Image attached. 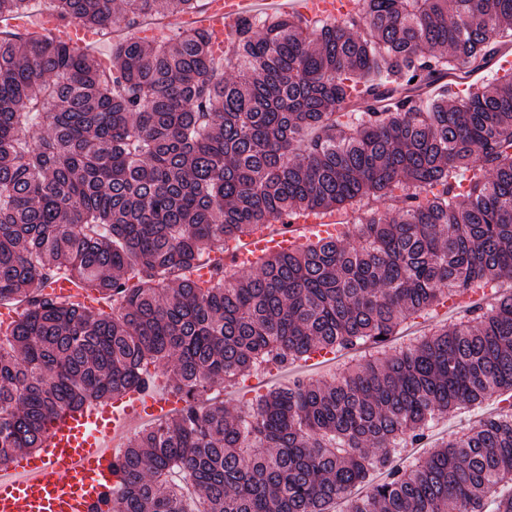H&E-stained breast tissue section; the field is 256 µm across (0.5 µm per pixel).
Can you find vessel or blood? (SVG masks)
<instances>
[{
	"label": "vessel or blood",
	"instance_id": "b4317fda",
	"mask_svg": "<svg viewBox=\"0 0 512 512\" xmlns=\"http://www.w3.org/2000/svg\"><path fill=\"white\" fill-rule=\"evenodd\" d=\"M258 0H207L203 12L176 20L178 28L204 30L216 55H223L224 41L237 23L255 12ZM355 6V0H297L295 10L305 16L340 17ZM29 31L65 43L73 52L88 53L103 40L101 32L79 22L42 9L31 15L0 17V31ZM307 235L327 236L336 226L323 216H309L300 224L279 226L278 230L260 225L248 247H229L226 262L253 263L262 253L295 249L300 241L297 230ZM51 297H77L85 306L99 307L97 293L70 280L55 278L48 289ZM181 398L153 392L143 387L115 398L109 404L67 410L49 425L40 455L10 462L0 473V512H108L112 497L123 480L115 464L112 439L122 425L136 415L162 417L182 407Z\"/></svg>",
	"mask_w": 512,
	"mask_h": 512
}]
</instances>
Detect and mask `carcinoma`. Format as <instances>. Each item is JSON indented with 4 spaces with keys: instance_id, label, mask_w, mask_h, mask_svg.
Segmentation results:
<instances>
[{
    "instance_id": "cac0c4a2",
    "label": "carcinoma",
    "mask_w": 512,
    "mask_h": 512,
    "mask_svg": "<svg viewBox=\"0 0 512 512\" xmlns=\"http://www.w3.org/2000/svg\"><path fill=\"white\" fill-rule=\"evenodd\" d=\"M30 0H0V16ZM114 0H50L89 27ZM197 0H130L186 14ZM512 42V0H359L343 21L246 18L214 67L204 32L127 38L110 64L49 36H0V466L43 447L51 419L138 387L155 365L204 396L261 363L385 338L445 296L512 279V72L462 90ZM362 104L349 126L337 114ZM468 172L462 189L460 173ZM397 201L257 267L192 277L259 224ZM66 275L122 299L40 297ZM512 394V294L464 307L416 343L298 381L236 416L189 404L119 453L112 512H512V412L390 466L462 405Z\"/></svg>"
}]
</instances>
